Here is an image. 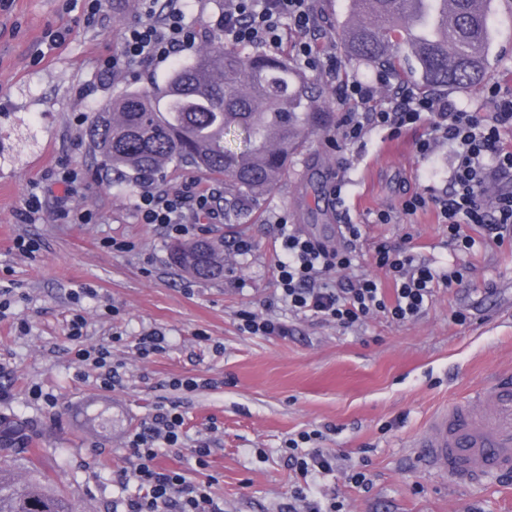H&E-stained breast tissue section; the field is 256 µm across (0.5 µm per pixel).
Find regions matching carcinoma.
Wrapping results in <instances>:
<instances>
[{"label":"carcinoma","instance_id":"carcinoma-1","mask_svg":"<svg viewBox=\"0 0 512 512\" xmlns=\"http://www.w3.org/2000/svg\"><path fill=\"white\" fill-rule=\"evenodd\" d=\"M487 0H350L341 31L350 61L392 70L401 80L441 94L481 85L488 72ZM336 122L325 88L286 56L250 54L216 38L191 62L177 65L161 87L128 89L112 99L90 129L105 165L139 180L170 164L224 180L238 202L268 193L308 137ZM240 146H226V137ZM171 260L202 280L224 277V243H175ZM28 441L21 425L0 429V512H73L67 493L28 452L26 479L14 449Z\"/></svg>","mask_w":512,"mask_h":512}]
</instances>
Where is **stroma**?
<instances>
[{"mask_svg": "<svg viewBox=\"0 0 512 512\" xmlns=\"http://www.w3.org/2000/svg\"><path fill=\"white\" fill-rule=\"evenodd\" d=\"M181 6L199 34L195 47L174 61L108 75L102 63L121 56L122 33L142 18V0H102L91 24L85 0H0V289L13 295L0 314V363L11 370L0 378V417L18 421L36 441L44 469L69 492L75 512H112L123 494L116 474L129 464L125 436L164 397L185 410L190 437L214 436L208 472L224 512H288V493L300 478L287 465L284 442L314 429L336 457L329 475L313 478L315 494L338 497L344 512H512V474L482 487L453 486L447 474L425 468L416 448L437 409L512 376V238L459 251L434 209L402 211L413 193L447 189L450 145L425 160L415 149L423 126L396 135L376 130L341 151L331 130L314 134L271 193L192 225L189 240L223 238L220 281L172 266L170 233L142 223L134 207L141 181L102 165L89 138L97 113L129 88L163 84L175 62L191 61L224 0ZM312 7L321 53L340 57L350 79L374 80L376 68L342 57L349 0H312ZM488 24L486 80L512 90V0H492ZM64 27L66 39L51 44L49 32ZM64 164L81 176L67 207L91 211V223L57 217L47 175ZM338 182L336 200L331 189ZM34 194L42 208L22 222L18 213ZM381 211L395 223H376ZM281 216L330 245L340 218L360 225L358 270L380 279L375 246L409 248L439 276L432 301L412 321L378 315L352 329L281 308L287 337L243 332L240 313L265 311L277 288ZM21 238L34 252L17 249ZM241 239L251 242L249 252L237 251ZM116 240L130 250L113 249ZM451 268L463 279L447 283ZM458 312L466 322L455 321ZM76 313L87 320L88 344L123 336L111 344L122 365V382L111 391L75 373L67 324ZM153 328L165 332L168 347L139 358L138 338ZM194 374L221 385L185 394L167 386L172 377ZM34 386L56 407L32 399ZM97 448L106 462L89 466ZM359 467L369 488L347 481Z\"/></svg>", "mask_w": 512, "mask_h": 512, "instance_id": "stroma-1", "label": "stroma"}]
</instances>
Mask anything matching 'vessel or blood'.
Instances as JSON below:
<instances>
[{
  "instance_id": "obj_1",
  "label": "vessel or blood",
  "mask_w": 512,
  "mask_h": 512,
  "mask_svg": "<svg viewBox=\"0 0 512 512\" xmlns=\"http://www.w3.org/2000/svg\"><path fill=\"white\" fill-rule=\"evenodd\" d=\"M417 446L424 466L457 486L512 471V378L438 410Z\"/></svg>"
}]
</instances>
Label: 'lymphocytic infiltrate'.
<instances>
[{"label":"lymphocytic infiltrate","instance_id":"obj_1","mask_svg":"<svg viewBox=\"0 0 512 512\" xmlns=\"http://www.w3.org/2000/svg\"><path fill=\"white\" fill-rule=\"evenodd\" d=\"M315 21L310 0H224L219 23L225 39L250 45L278 44L283 24H290L301 35L295 44L298 58L327 78H336L338 59H321L317 46L306 38ZM196 38V31L184 26L175 0H168L163 19H155L148 10L126 27L121 57L105 60L103 70L111 73L127 64L147 66L169 59L191 47ZM389 81V73L382 71L372 83L352 80L342 84L340 96L349 107L336 124V143L362 141L377 129L395 132L408 126H428V134L416 143V152L426 159L438 143L453 147L448 189L412 195L403 204L404 213L436 209L448 226L449 243L460 250L475 245L477 238L470 233L474 227L481 229L486 243H503L512 235V190L491 199L486 192L494 177L512 173V144L501 138L503 129H512V93L504 95L497 85L488 86L486 95L494 109L484 114L465 111L452 99L403 87L395 88L385 105H376L379 88ZM135 208L143 223L162 225L179 236L187 235L190 225L200 219L218 216L214 195L198 191L191 183L174 194L142 191ZM278 227L282 247L278 299L294 314L317 316L346 328L376 314L407 322L416 319L434 295L436 272L403 247L382 243L375 249V263L391 279V288L356 274L360 225H339L342 243L333 248L289 229L287 222H279ZM86 325L80 314L69 321L72 362L79 376L96 372L100 389H114L120 373L112 360V346L86 345ZM321 437L320 431H303L286 441L288 465L301 477L332 472L333 456L319 448ZM125 445L131 462L119 471L117 481L134 485L137 492L115 501L113 512H224V500L213 493L214 478L207 473L210 444L204 439L188 440L185 415L176 402L156 405L149 421L128 433ZM182 448L188 449L194 461L196 477L160 463L164 450Z\"/></svg>","mask_w":512,"mask_h":512}]
</instances>
